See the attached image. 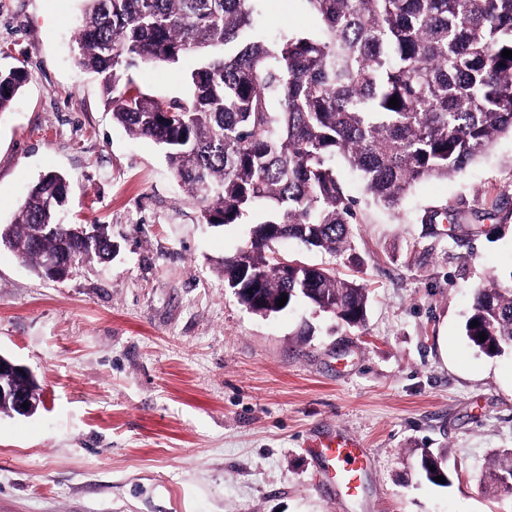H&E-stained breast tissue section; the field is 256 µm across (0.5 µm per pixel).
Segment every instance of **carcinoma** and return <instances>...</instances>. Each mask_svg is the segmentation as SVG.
Segmentation results:
<instances>
[{"label": "carcinoma", "mask_w": 512, "mask_h": 512, "mask_svg": "<svg viewBox=\"0 0 512 512\" xmlns=\"http://www.w3.org/2000/svg\"><path fill=\"white\" fill-rule=\"evenodd\" d=\"M256 2L83 0L78 59L98 75L113 120L160 147L207 223L266 213L248 243L224 258V287L253 289L237 295L251 311L280 313L303 300L360 328L363 285L303 262L285 273L276 246L293 240L332 254L351 247L356 214L336 175L338 157L376 203L393 209L418 182L455 176L512 134V59L501 56L512 50V0H305L320 31L273 41L254 35ZM190 55L199 64L184 100L149 95L129 74ZM26 79L23 68L0 71V112ZM394 96L396 108L388 106ZM66 202L65 178L41 176L15 222L0 224V244L41 276L50 258L71 271L113 259L107 225L60 222ZM459 215L436 211L428 223L463 232ZM465 335L489 357L512 353V283L493 278L474 290ZM0 381L39 389L2 355ZM420 469L451 484L432 452L422 453ZM483 482L512 491V449L494 454Z\"/></svg>", "instance_id": "cac0c4a2"}]
</instances>
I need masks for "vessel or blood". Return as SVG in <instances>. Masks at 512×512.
<instances>
[{
	"label": "vessel or blood",
	"mask_w": 512,
	"mask_h": 512,
	"mask_svg": "<svg viewBox=\"0 0 512 512\" xmlns=\"http://www.w3.org/2000/svg\"><path fill=\"white\" fill-rule=\"evenodd\" d=\"M311 453L325 485L339 498H356L364 492V476L372 453L359 439L326 429L311 444Z\"/></svg>",
	"instance_id": "b4317fda"
}]
</instances>
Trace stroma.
Listing matches in <instances>:
<instances>
[{
    "instance_id": "stroma-1",
    "label": "stroma",
    "mask_w": 512,
    "mask_h": 512,
    "mask_svg": "<svg viewBox=\"0 0 512 512\" xmlns=\"http://www.w3.org/2000/svg\"><path fill=\"white\" fill-rule=\"evenodd\" d=\"M82 7L0 0V69L28 72L0 113V224L58 172L64 222L107 225L120 247L54 281L0 246V355L35 375L41 398L33 415L0 413V512H340L309 450L324 425L373 455L365 498L341 512H512L481 483L512 448V353L487 357L464 334L474 289L512 275V136L394 210L336 160L357 212L350 250L278 249L363 284L366 324L303 303L263 317L222 273L249 225L207 224L160 148L113 121L73 51ZM315 28L305 0L258 4L260 36ZM197 64L141 66L134 79L182 99ZM446 209L470 231L426 223ZM426 449L451 486L421 473Z\"/></svg>"
}]
</instances>
